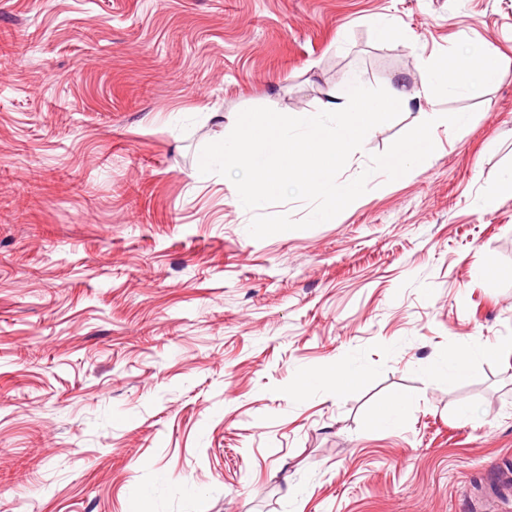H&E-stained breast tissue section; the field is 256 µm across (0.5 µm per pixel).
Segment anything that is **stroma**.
<instances>
[{"mask_svg":"<svg viewBox=\"0 0 512 512\" xmlns=\"http://www.w3.org/2000/svg\"><path fill=\"white\" fill-rule=\"evenodd\" d=\"M1 34L0 512H476L512 471V0H0ZM463 39L501 64L439 100L471 120L332 221L257 240L192 179L242 110L412 93ZM360 377V372L350 367H344L336 371V376L332 380L327 379L320 373H308L305 377L304 384L310 387H316L323 382L331 381L336 387H342L348 383L357 381Z\"/></svg>","mask_w":512,"mask_h":512,"instance_id":"obj_1","label":"stroma"}]
</instances>
